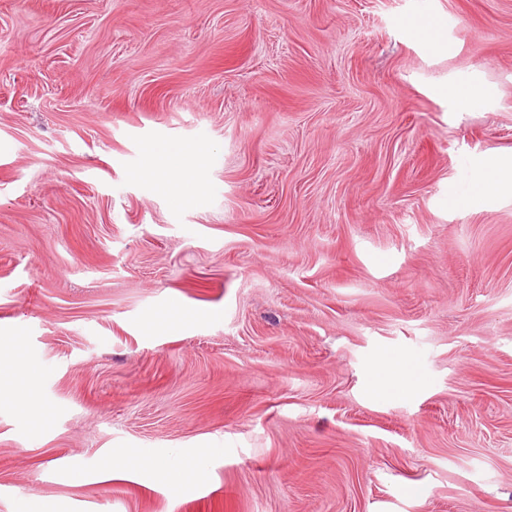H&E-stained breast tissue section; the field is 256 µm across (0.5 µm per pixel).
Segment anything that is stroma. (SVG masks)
Masks as SVG:
<instances>
[{
  "label": "stroma",
  "mask_w": 512,
  "mask_h": 512,
  "mask_svg": "<svg viewBox=\"0 0 512 512\" xmlns=\"http://www.w3.org/2000/svg\"><path fill=\"white\" fill-rule=\"evenodd\" d=\"M492 149L512 0H0V512H512ZM172 457L182 494L110 473ZM421 28L428 29L433 32V36L428 38L430 48L435 52L446 53L448 51V41L443 34V23L436 19H426L424 21L411 23V29L415 34ZM445 93L448 95V101L458 112H468L494 98L492 87L478 78L450 83ZM497 193L512 194V154L491 151L476 165L473 194L484 199Z\"/></svg>",
  "instance_id": "obj_1"
}]
</instances>
